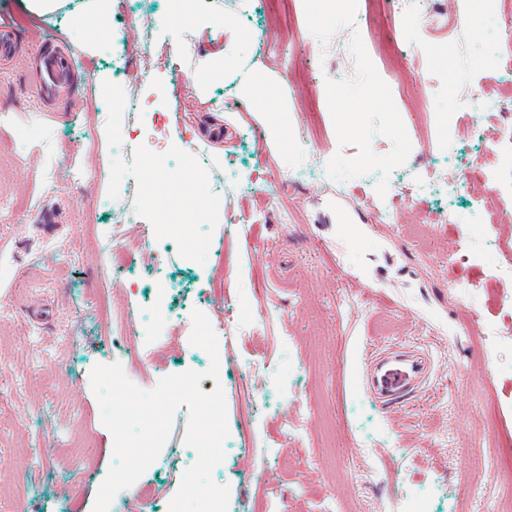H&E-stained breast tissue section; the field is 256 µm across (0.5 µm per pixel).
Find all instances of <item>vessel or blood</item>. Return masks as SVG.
Returning <instances> with one entry per match:
<instances>
[{"mask_svg":"<svg viewBox=\"0 0 512 512\" xmlns=\"http://www.w3.org/2000/svg\"><path fill=\"white\" fill-rule=\"evenodd\" d=\"M45 54L34 76L40 94L67 92L66 80L73 67V53L57 51L55 37L43 38ZM433 371V361L423 349L402 343L380 348L366 364L361 386L378 402L396 406L420 394Z\"/></svg>","mask_w":512,"mask_h":512,"instance_id":"b4317fda","label":"vessel or blood"}]
</instances>
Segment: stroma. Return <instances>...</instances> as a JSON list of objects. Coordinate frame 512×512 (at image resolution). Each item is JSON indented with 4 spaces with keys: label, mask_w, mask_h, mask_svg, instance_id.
<instances>
[{
    "label": "stroma",
    "mask_w": 512,
    "mask_h": 512,
    "mask_svg": "<svg viewBox=\"0 0 512 512\" xmlns=\"http://www.w3.org/2000/svg\"><path fill=\"white\" fill-rule=\"evenodd\" d=\"M52 15L0 0V23L24 52L0 62V512H94L113 459L90 373L120 363L149 390L167 375L201 372L222 386L229 436L216 483L228 512H468L476 487L495 491L512 473V279L492 268L512 252V222L461 175L478 156L495 164L463 93L500 92L499 26L512 0H427L458 6V54L427 36L410 12L366 23L365 0H191L223 15L224 34L247 30L238 61L206 97L188 89L191 69L175 49L184 22L172 0H62ZM83 6L92 23L66 20ZM47 24L83 52L63 96L35 94L32 76ZM370 29L356 64L336 43ZM148 32L150 55L138 35ZM428 41L393 80L374 55ZM267 75L260 95L239 85ZM433 77L417 81V71ZM139 104L128 120L129 101ZM222 127L203 136L202 125ZM136 181L126 240L145 248L112 263V204ZM350 183L352 210L385 193L397 217L386 234L356 238L339 219L336 184ZM424 184L405 199L409 182ZM465 215L473 261L449 224ZM455 265L473 298H456ZM377 272L397 309L381 311L347 288L342 271ZM217 335L218 378L192 346L193 310ZM498 339L490 380L467 320ZM412 341L432 357L425 398L390 410L360 378L374 347ZM180 408L140 496L119 492L109 512H169L197 459Z\"/></svg>",
    "instance_id": "stroma-1"
}]
</instances>
